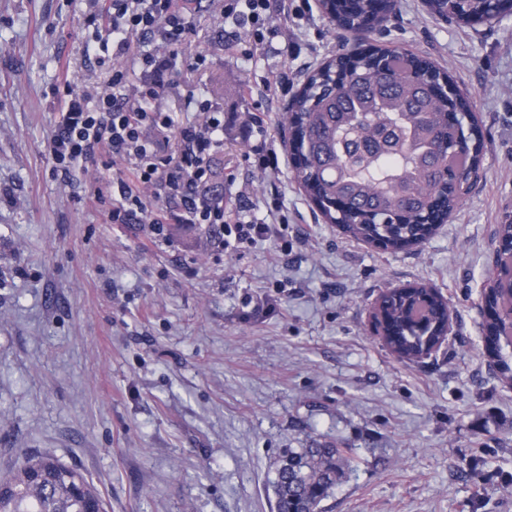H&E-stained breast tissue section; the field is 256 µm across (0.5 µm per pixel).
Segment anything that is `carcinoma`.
Here are the masks:
<instances>
[{
    "instance_id": "carcinoma-1",
    "label": "carcinoma",
    "mask_w": 512,
    "mask_h": 512,
    "mask_svg": "<svg viewBox=\"0 0 512 512\" xmlns=\"http://www.w3.org/2000/svg\"><path fill=\"white\" fill-rule=\"evenodd\" d=\"M336 20L351 25L372 9V0H335ZM490 0H430L433 15L467 23L489 17ZM432 80L449 77L433 62L397 54L388 74L373 76L374 63L361 60L350 71L333 57L312 71L294 99L301 151L293 178L308 197L323 202L345 199L350 209L321 214L357 241L384 242L403 250L430 239L434 221L455 211L462 198L456 186L480 163L481 130L462 143L458 130L441 113L472 111L468 94L457 91L436 104L418 86L411 68ZM344 77L331 82L329 75ZM365 132L355 148L369 156L357 167L343 163L350 144L347 132ZM512 294L501 289L487 297L488 307L507 323ZM388 342L404 360L419 357L443 334V303L417 284L406 294L384 301ZM347 451L331 441L288 450L272 482L276 512H324L322 502L351 468ZM0 512H106L100 492L77 470L55 456L24 453L14 469L0 479Z\"/></svg>"
}]
</instances>
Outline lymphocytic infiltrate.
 <instances>
[{"label": "lymphocytic infiltrate", "mask_w": 512, "mask_h": 512, "mask_svg": "<svg viewBox=\"0 0 512 512\" xmlns=\"http://www.w3.org/2000/svg\"><path fill=\"white\" fill-rule=\"evenodd\" d=\"M193 0H111L112 21L99 29L83 52L105 71L103 81L80 88L62 78L56 94L59 120L47 146L53 175L70 178L98 160L91 195L107 204L112 224H141L158 241L169 238L172 224H203L223 248L255 242L268 224L252 221L249 209L234 210L212 190V158L224 147V112L209 99L187 93L195 108L188 121L176 119L163 105L173 88L181 50L196 34ZM222 20L250 19L255 43H263V15L269 0H211ZM111 45L110 56L98 49ZM141 68L138 80L129 65ZM125 165L129 178L111 177Z\"/></svg>", "instance_id": "f902f5d3"}]
</instances>
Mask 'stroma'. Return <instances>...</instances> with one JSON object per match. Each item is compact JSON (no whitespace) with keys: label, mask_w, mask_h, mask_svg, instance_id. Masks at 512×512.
<instances>
[{"label":"stroma","mask_w":512,"mask_h":512,"mask_svg":"<svg viewBox=\"0 0 512 512\" xmlns=\"http://www.w3.org/2000/svg\"><path fill=\"white\" fill-rule=\"evenodd\" d=\"M87 0H0V475L47 452L103 493L109 512H271L289 449L330 440L356 469L325 512H512V386L481 342L480 291L495 229L512 218V17L475 26L398 0L383 41L447 68L471 92L483 174L420 247L381 250L324 223L298 188L280 117L338 53L315 0H288L286 37L198 8L182 89L224 110L213 159L225 208L287 221L235 251L175 224L154 242L111 224L52 178L47 145L62 75L84 84ZM259 114L262 127L247 124ZM266 144L277 169L246 155ZM423 282L454 308L455 336L426 359L394 358L369 311Z\"/></svg>","instance_id":"obj_1"}]
</instances>
